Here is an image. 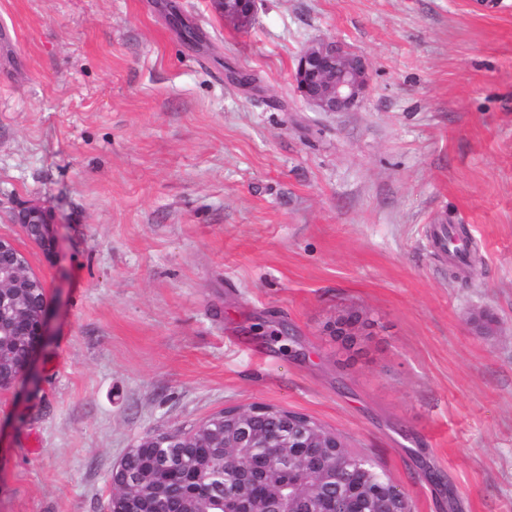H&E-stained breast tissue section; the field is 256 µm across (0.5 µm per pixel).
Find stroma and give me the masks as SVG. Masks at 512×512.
Wrapping results in <instances>:
<instances>
[{
  "instance_id": "1",
  "label": "stroma",
  "mask_w": 512,
  "mask_h": 512,
  "mask_svg": "<svg viewBox=\"0 0 512 512\" xmlns=\"http://www.w3.org/2000/svg\"><path fill=\"white\" fill-rule=\"evenodd\" d=\"M1 31L0 238L50 313L0 388V512H106L143 436L257 403L411 512H512V0H257L244 29L212 0H0ZM332 38L369 69L347 112L295 88ZM348 307L351 349L322 331ZM41 216L42 220H32V217ZM20 223L34 231L47 256L54 252L56 240L53 233V225L48 212L36 207H20L18 210ZM464 227V224H448V242H461L463 246L462 249L455 250L451 255V259L462 265L471 266L472 262L476 260V251L470 248V239L467 240L461 237L465 234Z\"/></svg>"
}]
</instances>
